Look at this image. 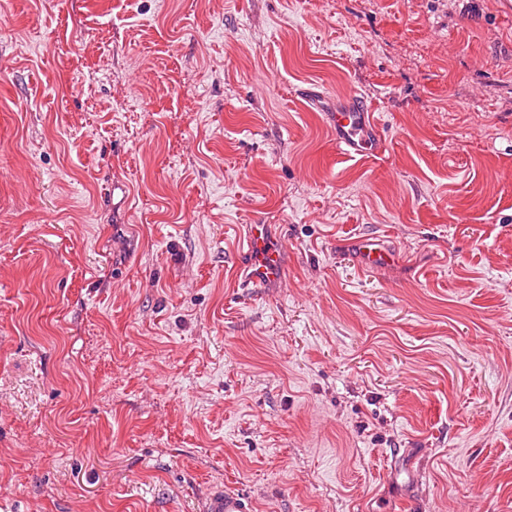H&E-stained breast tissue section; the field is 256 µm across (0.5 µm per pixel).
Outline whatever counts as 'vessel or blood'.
Returning a JSON list of instances; mask_svg holds the SVG:
<instances>
[{
    "label": "vessel or blood",
    "instance_id": "obj_1",
    "mask_svg": "<svg viewBox=\"0 0 512 512\" xmlns=\"http://www.w3.org/2000/svg\"><path fill=\"white\" fill-rule=\"evenodd\" d=\"M329 120L342 156L363 159L380 152L381 126L364 97L351 95L338 101L329 111ZM354 246L361 267L368 271L383 269L398 259L396 253L369 236L358 238ZM283 248V242L269 234L267 225H246L238 245V260L248 269L245 287L263 288L283 279ZM204 512H249V507L243 497L219 491L207 499Z\"/></svg>",
    "mask_w": 512,
    "mask_h": 512
}]
</instances>
